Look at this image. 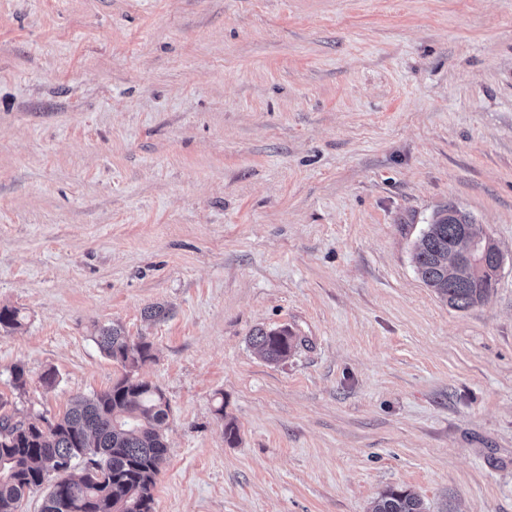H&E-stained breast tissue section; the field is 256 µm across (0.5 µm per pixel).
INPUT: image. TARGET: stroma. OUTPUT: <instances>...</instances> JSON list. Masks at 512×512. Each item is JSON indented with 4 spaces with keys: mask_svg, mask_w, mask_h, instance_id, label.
I'll return each mask as SVG.
<instances>
[{
    "mask_svg": "<svg viewBox=\"0 0 512 512\" xmlns=\"http://www.w3.org/2000/svg\"><path fill=\"white\" fill-rule=\"evenodd\" d=\"M451 205L504 255L464 311L413 260ZM3 305L18 420L152 343L154 512H512V0H0ZM252 346L262 358L272 364L287 360L299 343V336L288 327L257 328L250 336ZM420 496L409 488H389L375 502L371 512H424Z\"/></svg>",
    "mask_w": 512,
    "mask_h": 512,
    "instance_id": "stroma-1",
    "label": "stroma"
}]
</instances>
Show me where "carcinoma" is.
Masks as SVG:
<instances>
[{"mask_svg": "<svg viewBox=\"0 0 512 512\" xmlns=\"http://www.w3.org/2000/svg\"><path fill=\"white\" fill-rule=\"evenodd\" d=\"M462 221L438 211L414 243L416 272L438 297L457 310L489 299L494 274L474 267L464 277L448 274V253L460 239ZM21 326L20 311L0 307V328ZM100 351L122 365L125 374L106 391L76 396L61 415L36 422L16 421L0 401V512H19L25 495L55 474L41 512H153L154 490L167 454L162 425L169 415L163 392L138 376L154 358L152 344L130 339L119 325L99 328ZM252 346L272 364L287 360L299 337L287 327L258 328ZM83 473L70 474L75 462ZM371 512H424L409 488H390Z\"/></svg>", "mask_w": 512, "mask_h": 512, "instance_id": "obj_1", "label": "carcinoma"}]
</instances>
